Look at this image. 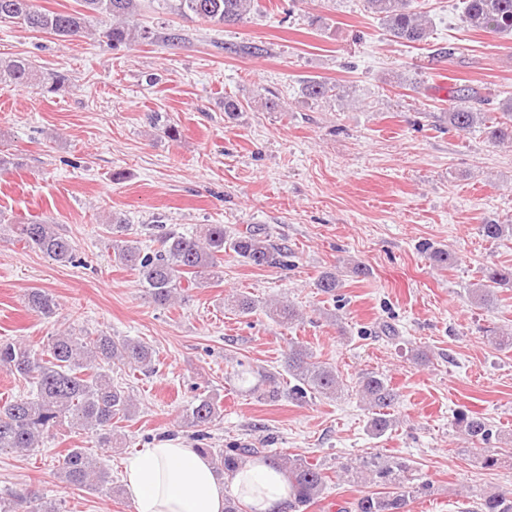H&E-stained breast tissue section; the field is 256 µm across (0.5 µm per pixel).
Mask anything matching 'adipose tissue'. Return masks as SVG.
<instances>
[{
	"label": "adipose tissue",
	"instance_id": "ef3b65f1",
	"mask_svg": "<svg viewBox=\"0 0 512 512\" xmlns=\"http://www.w3.org/2000/svg\"><path fill=\"white\" fill-rule=\"evenodd\" d=\"M123 482L134 512H224L229 494L251 512H282L289 499L283 473L256 461L225 483L205 456L173 439L153 442L131 458Z\"/></svg>",
	"mask_w": 512,
	"mask_h": 512
}]
</instances>
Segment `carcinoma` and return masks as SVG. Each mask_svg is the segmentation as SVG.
Wrapping results in <instances>:
<instances>
[{
  "label": "carcinoma",
  "mask_w": 512,
  "mask_h": 512,
  "mask_svg": "<svg viewBox=\"0 0 512 512\" xmlns=\"http://www.w3.org/2000/svg\"><path fill=\"white\" fill-rule=\"evenodd\" d=\"M82 9L52 12L40 9L35 0H0V20H15L31 31L47 32L62 38L75 39L93 31L92 22L99 16L111 19L109 27L99 35L112 46L131 44L150 38L151 32L130 23L138 8V0H80ZM184 16L217 25L238 24L259 10V0H162ZM371 13L382 21L388 34L404 43L419 44L430 35V21L416 9L413 0H365ZM461 27L466 31L512 34V0H462ZM36 85L44 94H56L69 87V77L61 72L37 70L23 57L0 59V89H17ZM334 86L321 79L303 84L302 93L319 100L332 95ZM480 93L470 85L461 84L448 96V111L441 120L459 131L474 127L483 130L493 144H512V99L501 103L493 115L477 107ZM17 241L32 247L57 262L81 264L74 242L52 224L13 225ZM113 261L137 271L140 287L157 305L164 306L185 299L188 292L209 280L223 279L221 260L231 251L237 258L256 267L286 266L288 250L270 239L260 228L250 227L233 234L222 224H209L202 234H184L165 230L157 235L158 247L142 252L129 235V225L114 218L107 224ZM482 235L498 240L512 234V224H483ZM512 286V267L485 266L469 296L478 305L495 300L494 286ZM318 291L334 296L342 287L336 270L322 272L315 283ZM28 308L39 316L54 314L53 298L41 289L26 295ZM232 308L242 316L257 312L269 316L288 328L299 321L300 313L286 301L274 304L261 302L245 293L230 298ZM128 366L147 372L155 370L153 348L127 337L100 333L96 336L60 335L51 338L46 349L17 342H0V367L27 381L32 393L26 397L0 402V451L30 452L39 447L46 435L58 425L67 423L79 431L93 434L100 445L111 448L121 444L112 425L132 416V397L121 385L112 383V365ZM285 369L295 380L288 395L302 400L312 395L334 396L339 389V376L332 367L312 359L307 347L299 341L288 342ZM359 393L369 404L372 416L368 432L382 437L392 426L387 410L396 400L388 379L366 375L359 384ZM221 419L216 397L199 395L183 415V424L195 429V438H208L207 429ZM467 443L482 452L484 468L495 467L498 452L487 448L492 432L480 417L466 418ZM196 450L211 458L216 473L232 475L250 458H261L266 465L282 471L290 488L289 508L299 512L316 503L324 494L329 476L320 466L306 458L275 448H204ZM63 481L76 489L101 492L112 484L109 471L90 459L87 449L70 448L59 460ZM412 467L403 458L392 460L360 457L343 468V474L356 484L392 486L391 494L366 493L354 504V512H409L415 498L428 489V484H415ZM0 512H60L45 500L39 491L26 488L0 496ZM480 512H512V491L483 496Z\"/></svg>",
  "instance_id": "carcinoma-1"
}]
</instances>
